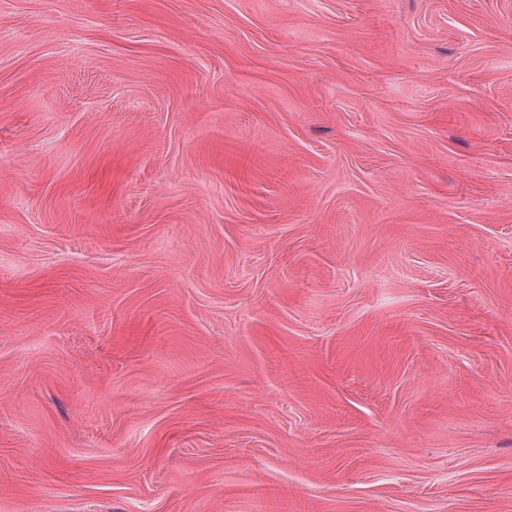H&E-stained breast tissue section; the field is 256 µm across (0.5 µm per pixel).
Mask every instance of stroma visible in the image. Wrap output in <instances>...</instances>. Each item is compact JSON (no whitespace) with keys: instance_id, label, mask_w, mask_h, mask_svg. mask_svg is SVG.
Here are the masks:
<instances>
[{"instance_id":"35a3bbf8","label":"stroma","mask_w":512,"mask_h":512,"mask_svg":"<svg viewBox=\"0 0 512 512\" xmlns=\"http://www.w3.org/2000/svg\"><path fill=\"white\" fill-rule=\"evenodd\" d=\"M0 512H512V0H0Z\"/></svg>"}]
</instances>
